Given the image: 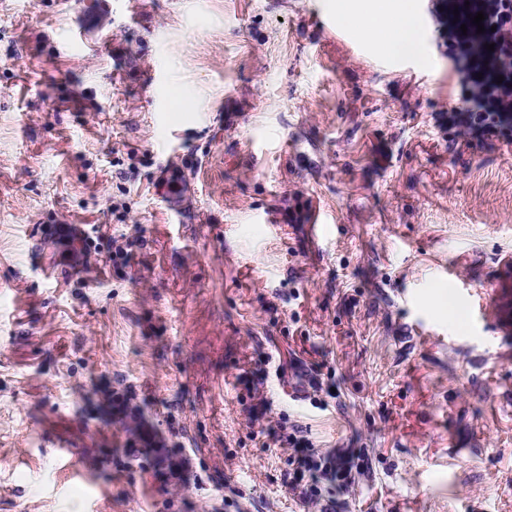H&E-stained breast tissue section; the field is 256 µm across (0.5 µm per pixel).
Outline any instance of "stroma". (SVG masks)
I'll return each instance as SVG.
<instances>
[{
  "instance_id": "35a3bbf8",
  "label": "stroma",
  "mask_w": 512,
  "mask_h": 512,
  "mask_svg": "<svg viewBox=\"0 0 512 512\" xmlns=\"http://www.w3.org/2000/svg\"><path fill=\"white\" fill-rule=\"evenodd\" d=\"M416 4L390 57L327 0H0V512H320L291 434L364 451L336 512H512V145Z\"/></svg>"
}]
</instances>
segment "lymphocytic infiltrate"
Masks as SVG:
<instances>
[{
  "mask_svg": "<svg viewBox=\"0 0 512 512\" xmlns=\"http://www.w3.org/2000/svg\"><path fill=\"white\" fill-rule=\"evenodd\" d=\"M439 22L448 40V56L460 91L448 111V124L469 136L512 144V0H440ZM483 13L476 26L471 17ZM289 491L321 502V480L344 487L352 482L357 453H320L293 439Z\"/></svg>",
  "mask_w": 512,
  "mask_h": 512,
  "instance_id": "obj_1",
  "label": "lymphocytic infiltrate"
}]
</instances>
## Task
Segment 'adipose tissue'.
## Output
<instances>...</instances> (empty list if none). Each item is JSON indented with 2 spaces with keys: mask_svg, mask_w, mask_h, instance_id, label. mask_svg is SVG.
<instances>
[{
  "mask_svg": "<svg viewBox=\"0 0 512 512\" xmlns=\"http://www.w3.org/2000/svg\"><path fill=\"white\" fill-rule=\"evenodd\" d=\"M342 21L376 40L387 54L419 50L417 18L410 0H345Z\"/></svg>",
  "mask_w": 512,
  "mask_h": 512,
  "instance_id": "adipose-tissue-1",
  "label": "adipose tissue"
}]
</instances>
